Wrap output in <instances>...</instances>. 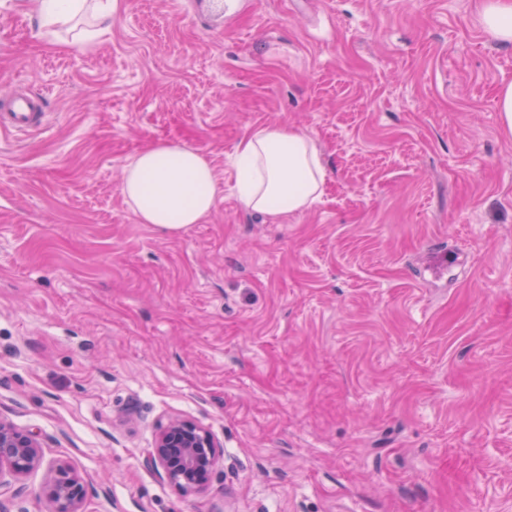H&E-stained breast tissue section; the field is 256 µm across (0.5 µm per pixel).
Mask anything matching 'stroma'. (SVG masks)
Listing matches in <instances>:
<instances>
[{
    "mask_svg": "<svg viewBox=\"0 0 512 512\" xmlns=\"http://www.w3.org/2000/svg\"><path fill=\"white\" fill-rule=\"evenodd\" d=\"M75 49L0 0V92L47 128L0 134V416L65 465L84 512H512V45L484 0H123ZM284 124L320 148V204L274 224L234 149ZM200 151L213 211L139 223L125 166ZM445 247L446 266L433 267ZM224 455L184 495L143 460L160 422ZM497 109L503 130L512 135V81H504L499 86Z\"/></svg>",
    "mask_w": 512,
    "mask_h": 512,
    "instance_id": "obj_1",
    "label": "stroma"
}]
</instances>
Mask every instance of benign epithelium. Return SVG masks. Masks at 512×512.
<instances>
[{
	"label": "benign epithelium",
	"instance_id": "7a95c632",
	"mask_svg": "<svg viewBox=\"0 0 512 512\" xmlns=\"http://www.w3.org/2000/svg\"><path fill=\"white\" fill-rule=\"evenodd\" d=\"M223 451L206 428L181 418L158 426L147 467L183 494L206 490ZM42 447L36 434L0 416V493L11 492L12 481L39 468ZM52 505L51 512H83L85 483L66 467L55 469L38 491Z\"/></svg>",
	"mask_w": 512,
	"mask_h": 512
}]
</instances>
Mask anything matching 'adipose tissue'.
Segmentation results:
<instances>
[{
    "instance_id": "1",
    "label": "adipose tissue",
    "mask_w": 512,
    "mask_h": 512,
    "mask_svg": "<svg viewBox=\"0 0 512 512\" xmlns=\"http://www.w3.org/2000/svg\"><path fill=\"white\" fill-rule=\"evenodd\" d=\"M42 36L59 25L91 14L79 38L94 42L107 32L123 0H27ZM236 188L244 209L272 221L310 210L324 194L327 169L314 140L287 125L267 126L245 135L235 147ZM123 195L139 223L168 233L199 224L211 213L217 181L203 155L174 143H158L138 153L125 167Z\"/></svg>"
}]
</instances>
